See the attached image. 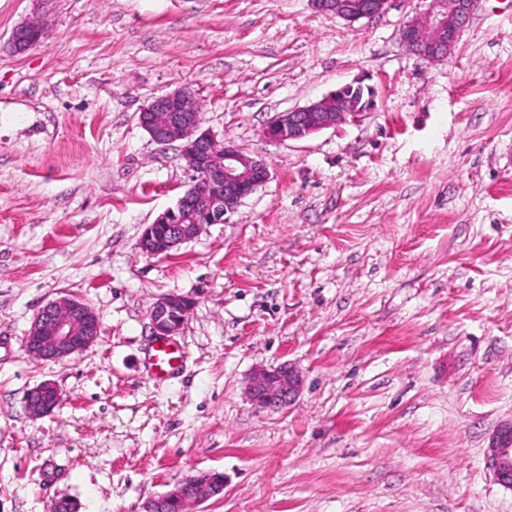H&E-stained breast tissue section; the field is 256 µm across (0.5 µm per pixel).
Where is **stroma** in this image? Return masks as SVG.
<instances>
[{"label":"stroma","mask_w":512,"mask_h":512,"mask_svg":"<svg viewBox=\"0 0 512 512\" xmlns=\"http://www.w3.org/2000/svg\"><path fill=\"white\" fill-rule=\"evenodd\" d=\"M426 0L354 23L313 0H0V512H144L222 473L201 512H512L486 451L512 420V0H480L452 53L401 45ZM41 41L14 54L13 28ZM358 79L376 107L300 141L276 113ZM190 87L202 126L269 182L166 256L145 225L193 174L138 117ZM71 295L82 353L23 341ZM194 307L154 378V304ZM302 375L284 410L251 374ZM61 391L34 416L26 395ZM100 333L95 311L78 298L63 296L39 311L24 337V349L39 361L60 362L91 346ZM301 383V375L290 364L259 368L248 383L247 395L259 410L283 409L295 401ZM61 394L56 384L50 380L42 381L27 394V407L34 416L52 412L60 403ZM186 485L193 486L194 495L184 494ZM223 492L224 478H219L217 473L200 472L186 476L171 489L156 495L148 502L146 512H164V508L173 503L178 505L179 512H197V506Z\"/></svg>","instance_id":"obj_1"}]
</instances>
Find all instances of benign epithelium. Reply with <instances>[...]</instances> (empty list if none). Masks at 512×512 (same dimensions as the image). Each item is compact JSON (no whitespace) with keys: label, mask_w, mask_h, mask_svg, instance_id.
I'll return each instance as SVG.
<instances>
[{"label":"benign epithelium","mask_w":512,"mask_h":512,"mask_svg":"<svg viewBox=\"0 0 512 512\" xmlns=\"http://www.w3.org/2000/svg\"><path fill=\"white\" fill-rule=\"evenodd\" d=\"M315 4L320 12L352 23L383 14L392 0H315ZM478 4L479 0H428L424 12L404 23L402 46L430 63L446 59ZM41 35V26L34 22L15 27L10 37L13 51L25 53ZM374 99V88L361 81L342 85L307 106L277 113L263 128L262 138L276 144L305 139L341 120L362 117L372 109ZM139 124L159 144L181 143L183 156L195 173L175 207L145 226L138 246L147 255L167 254L193 239L204 225L224 221L226 213L270 179L262 160L202 129V115L187 87L156 97L140 113ZM187 312L186 296L161 298L150 314L152 333L159 339L179 335ZM100 333L95 311L77 298L63 296L39 311L24 337V349L39 361L60 362L91 346ZM301 383V375L289 364L259 368L248 383L247 395L259 410L283 409L295 401ZM60 401V391L50 380L33 387L26 399L35 416L52 412ZM486 463L494 480L512 489V421L500 428L488 448ZM223 492L224 479L212 472H200L156 495L148 502L146 512H164L173 503L179 512H197V506Z\"/></svg>","instance_id":"7a95c632"}]
</instances>
